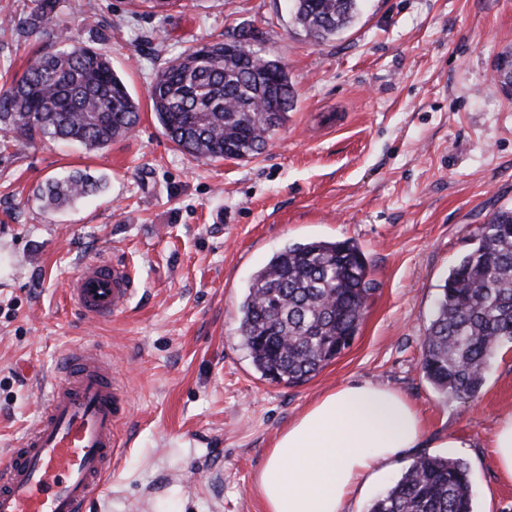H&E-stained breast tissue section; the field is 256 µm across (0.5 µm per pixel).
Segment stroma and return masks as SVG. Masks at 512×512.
<instances>
[{
  "instance_id": "1",
  "label": "stroma",
  "mask_w": 512,
  "mask_h": 512,
  "mask_svg": "<svg viewBox=\"0 0 512 512\" xmlns=\"http://www.w3.org/2000/svg\"><path fill=\"white\" fill-rule=\"evenodd\" d=\"M244 31L288 67V121L248 161L183 152L151 110L155 72L188 49ZM105 52L139 100L140 122L102 150L55 141L0 150V464L37 419L64 354L111 360L129 415L128 450L106 486L112 512H263L258 481L278 435L336 386L399 391L423 450L463 460L475 512H512V480L490 439L512 411V343L473 399L424 377L423 338L449 269L474 231L512 207V92L495 65L512 52V0H361L353 25L318 43L291 0H58L39 31L0 23V87L54 36ZM76 170L103 187L63 210L40 186ZM356 240L376 283L350 348L311 380L262 379L238 310L254 272L293 242ZM129 262L127 311L85 318L67 289L84 262ZM460 438L462 448L444 449ZM363 480L344 512L372 501L415 458Z\"/></svg>"
}]
</instances>
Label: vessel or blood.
I'll list each match as a JSON object with an SVG mask.
<instances>
[{
    "label": "vessel or blood",
    "mask_w": 512,
    "mask_h": 512,
    "mask_svg": "<svg viewBox=\"0 0 512 512\" xmlns=\"http://www.w3.org/2000/svg\"><path fill=\"white\" fill-rule=\"evenodd\" d=\"M136 288L123 261L86 263L68 288L85 316L124 313ZM60 380L6 465L0 466V512H91L125 451L119 433L124 401L112 364L94 349L62 359Z\"/></svg>",
    "instance_id": "vessel-or-blood-1"
}]
</instances>
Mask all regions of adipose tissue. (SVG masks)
I'll use <instances>...</instances> for the list:
<instances>
[{"instance_id":"1","label":"adipose tissue","mask_w":512,"mask_h":512,"mask_svg":"<svg viewBox=\"0 0 512 512\" xmlns=\"http://www.w3.org/2000/svg\"><path fill=\"white\" fill-rule=\"evenodd\" d=\"M423 440L422 420L399 392L369 382L336 388L270 448L259 480L265 512H342L366 473Z\"/></svg>"}]
</instances>
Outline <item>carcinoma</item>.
I'll return each mask as SVG.
<instances>
[{"instance_id": "1", "label": "carcinoma", "mask_w": 512, "mask_h": 512, "mask_svg": "<svg viewBox=\"0 0 512 512\" xmlns=\"http://www.w3.org/2000/svg\"><path fill=\"white\" fill-rule=\"evenodd\" d=\"M360 0H294L293 22L316 42L349 28ZM56 0H38L15 26L34 32ZM244 32L165 63L151 87L164 134L206 161L252 159L288 121L293 85L278 58L260 53ZM512 88V54L497 65ZM140 104L110 58L60 35L0 90V129L18 142L68 141L101 149L132 132ZM99 181L77 171L42 191L57 210L95 192ZM375 282L353 239H314L276 253L253 275L239 308V331L254 369L266 380L298 384L348 348L362 325ZM512 342V207L477 228L474 248L451 268L423 339L422 371L444 397L473 398L498 348ZM467 464L420 454L368 512H473Z\"/></svg>"}]
</instances>
